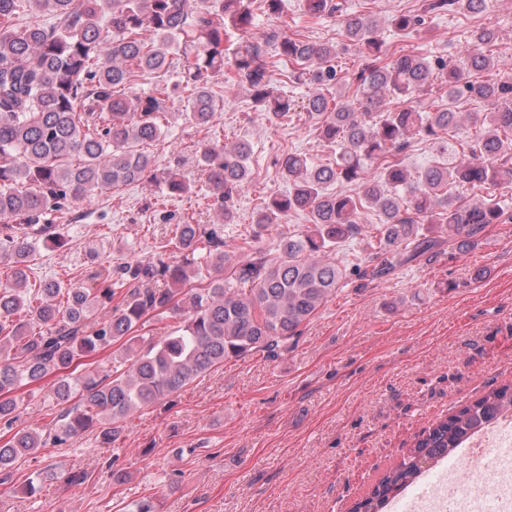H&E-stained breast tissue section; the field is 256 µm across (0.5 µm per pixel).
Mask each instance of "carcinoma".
Wrapping results in <instances>:
<instances>
[{"label": "carcinoma", "mask_w": 512, "mask_h": 512, "mask_svg": "<svg viewBox=\"0 0 512 512\" xmlns=\"http://www.w3.org/2000/svg\"><path fill=\"white\" fill-rule=\"evenodd\" d=\"M254 0H0V261L14 267L13 282L0 288V419L12 427L25 407L15 395L22 382L57 376L56 400L79 402L59 415L53 436L20 429L0 444V472L49 444L62 445L110 414L111 426L100 429L102 443L115 442L121 423L133 412L177 394L224 361L256 352L272 353L279 342L295 336L339 290L341 282L361 270L334 257L340 244L367 223L366 210L379 217L371 245L375 277L388 275L399 261L398 248L431 246L426 224H438L456 236L471 237L490 224L512 220L495 199L472 200L466 193L512 182V82L485 80L493 63L484 47L488 31L473 35L459 64L383 50L376 26L347 13L339 0H304L316 18H341L364 63L356 75L355 100L337 96L342 77L336 46L312 43L286 33L272 40L276 56L299 66L297 81L315 86L308 114L318 120L320 136L336 145L332 162L316 164L304 153L287 152L276 164L288 178L286 194H271L255 224H272L304 212L310 225L283 238L277 259L257 252L224 267V241L216 228L201 233L194 215L177 225L173 245L183 253L180 264L159 256L93 271V288H71L66 304H57L61 288L42 282L40 301L27 299L29 238L55 235L48 222L52 206L71 196L92 195L157 178L144 145L164 135L160 115L172 103L169 85L144 95L130 94L144 74L163 78L173 69L184 119L209 123L217 107L211 79L225 71L250 95L253 107L270 121L291 117L295 100L274 87L271 62L252 46L247 33ZM490 0H428L424 12L393 17L399 32L425 24L428 14L483 13ZM32 10L28 25L14 28L23 7ZM49 11L52 25L37 15ZM236 36L232 56L224 43ZM448 86V106L423 112L414 106L383 108V93L408 100L432 78ZM462 96L489 106L482 135L458 151L449 142L439 147L448 162L412 172L397 159L408 140H438L439 132L458 127L454 101ZM250 146L210 144L199 151L214 205L233 221L234 196L252 182ZM378 163L369 178L367 163ZM168 194L180 196L189 185L176 173L161 178ZM343 187L337 192L329 186ZM224 270L207 288L190 285L195 259ZM122 292H117V289ZM120 297L117 306L112 298ZM187 309L183 325L155 337L150 318L162 319L177 306ZM121 343L122 369L102 378L76 377L80 360ZM512 413V384L503 385L432 425L407 458L387 473L353 512H381L426 468L451 456L503 413Z\"/></svg>", "instance_id": "obj_1"}]
</instances>
